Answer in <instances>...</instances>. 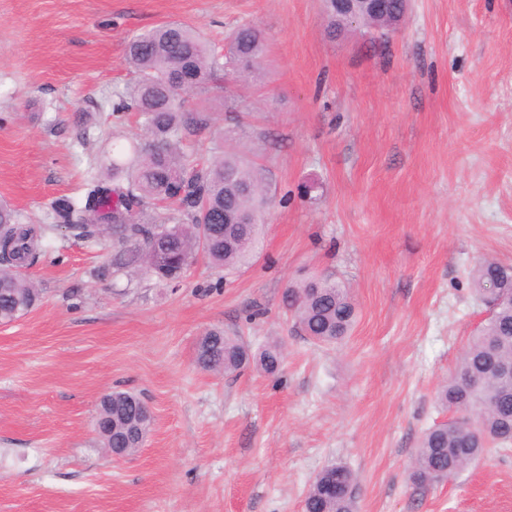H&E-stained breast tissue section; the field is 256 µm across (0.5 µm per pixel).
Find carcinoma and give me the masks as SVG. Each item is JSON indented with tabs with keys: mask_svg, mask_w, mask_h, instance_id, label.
Masks as SVG:
<instances>
[{
	"mask_svg": "<svg viewBox=\"0 0 512 512\" xmlns=\"http://www.w3.org/2000/svg\"><path fill=\"white\" fill-rule=\"evenodd\" d=\"M264 55L265 38L246 24L224 39L221 53L181 23L144 30L128 41L125 60L133 78L112 94V116L122 121L134 114L140 134L115 145L78 194L50 204L52 226L86 242L112 241L101 275L142 270L174 281L199 253L227 271L255 259L270 202L263 168L224 147L205 158L194 139L214 124L207 103L212 84L228 70L233 77L256 74ZM48 229L23 221L0 202V323L38 304L26 269L38 260ZM470 280L488 318L437 389L450 417L429 428L415 450L410 481L419 489L464 472L493 448L512 446V376L499 377L490 368L495 359L512 363V265L481 260ZM288 294V309L311 340L332 345L350 333L356 305L340 283L320 276L289 285ZM283 361L278 341L254 352L242 337L222 331L202 336L196 352L201 370L226 377L251 364L275 375ZM142 404L126 392L100 401L102 447H141L148 431ZM356 484L346 465L325 467L309 484L304 512H356Z\"/></svg>",
	"mask_w": 512,
	"mask_h": 512,
	"instance_id": "obj_1",
	"label": "carcinoma"
}]
</instances>
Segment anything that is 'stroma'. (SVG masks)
<instances>
[{"mask_svg": "<svg viewBox=\"0 0 512 512\" xmlns=\"http://www.w3.org/2000/svg\"><path fill=\"white\" fill-rule=\"evenodd\" d=\"M323 0H0V199L44 224L115 138L107 101L131 72L127 41L178 22L215 44L243 24L266 38L260 75L209 105L239 126L271 203L247 267L197 257L179 281L98 279L112 245L65 230L28 270L40 304L0 324V512H303L331 463L357 476V512H512V450L417 489L408 467L447 415L436 391L485 306L477 259L512 264V0H411L389 39L323 27ZM90 115L78 125L76 111ZM347 286L358 317L313 343L289 283ZM212 329L281 341L278 376L202 371ZM138 394L148 437L107 454L101 396Z\"/></svg>", "mask_w": 512, "mask_h": 512, "instance_id": "1", "label": "stroma"}]
</instances>
